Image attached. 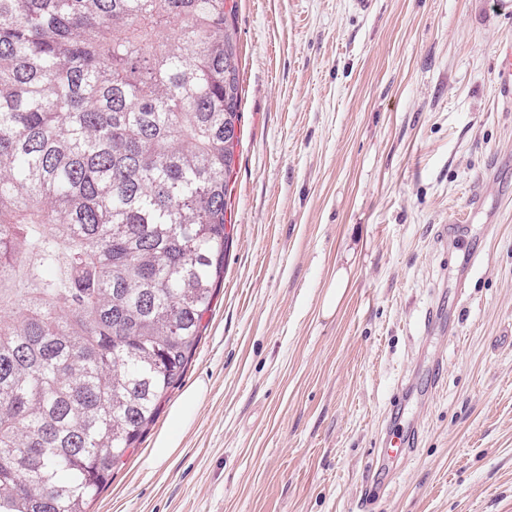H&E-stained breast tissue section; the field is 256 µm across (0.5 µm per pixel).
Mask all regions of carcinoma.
Segmentation results:
<instances>
[{
  "label": "carcinoma",
  "mask_w": 512,
  "mask_h": 512,
  "mask_svg": "<svg viewBox=\"0 0 512 512\" xmlns=\"http://www.w3.org/2000/svg\"><path fill=\"white\" fill-rule=\"evenodd\" d=\"M237 0H0V512H87L224 277Z\"/></svg>",
  "instance_id": "1"
}]
</instances>
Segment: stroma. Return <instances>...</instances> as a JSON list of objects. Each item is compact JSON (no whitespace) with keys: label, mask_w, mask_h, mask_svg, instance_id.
<instances>
[{"label":"stroma","mask_w":512,"mask_h":512,"mask_svg":"<svg viewBox=\"0 0 512 512\" xmlns=\"http://www.w3.org/2000/svg\"><path fill=\"white\" fill-rule=\"evenodd\" d=\"M509 40L512 0H238L224 281L90 512H512ZM200 381L180 448L142 468ZM412 426L369 492L381 439ZM496 72L500 94L512 100V42L505 43L500 50Z\"/></svg>","instance_id":"1"}]
</instances>
